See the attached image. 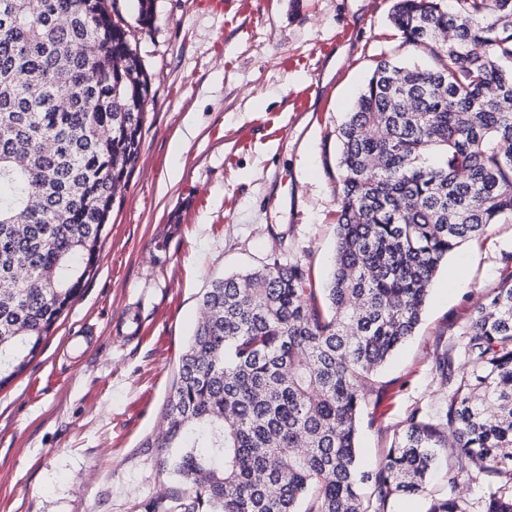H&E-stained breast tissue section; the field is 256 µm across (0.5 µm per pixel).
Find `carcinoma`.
Listing matches in <instances>:
<instances>
[{"label":"carcinoma","instance_id":"1","mask_svg":"<svg viewBox=\"0 0 512 512\" xmlns=\"http://www.w3.org/2000/svg\"><path fill=\"white\" fill-rule=\"evenodd\" d=\"M394 0L429 68L377 61L336 128V254L214 280L182 353L159 471L194 495L148 512H387L442 463L495 480L512 512V272L475 310L448 402L413 410L385 461L357 433L378 368L418 327L448 253L512 220V0ZM152 79L117 0H0V388L22 374L97 268L138 162ZM426 512H462L452 494Z\"/></svg>","mask_w":512,"mask_h":512}]
</instances>
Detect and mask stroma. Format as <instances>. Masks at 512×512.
Segmentation results:
<instances>
[{
    "label": "stroma",
    "mask_w": 512,
    "mask_h": 512,
    "mask_svg": "<svg viewBox=\"0 0 512 512\" xmlns=\"http://www.w3.org/2000/svg\"><path fill=\"white\" fill-rule=\"evenodd\" d=\"M118 0L155 97L98 269L27 370L0 389V512H146L166 479L143 447L162 421L212 281L301 258L325 287L336 247L337 126L376 62L432 59L403 44L392 0ZM512 271V222L451 253L414 336L363 404L365 468L413 409L445 406L438 357ZM137 315L134 339L116 336ZM87 344L72 350L69 339Z\"/></svg>",
    "instance_id": "35a3bbf8"
}]
</instances>
